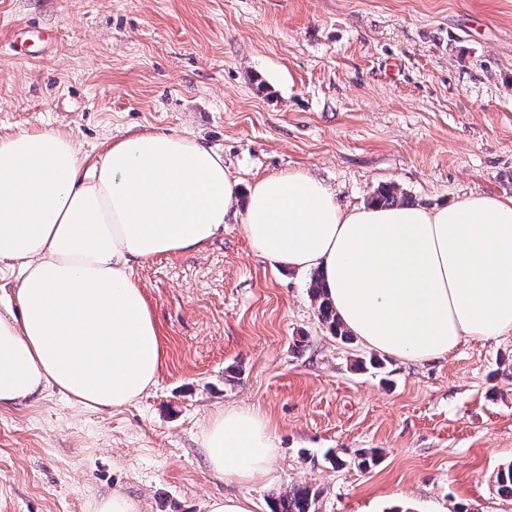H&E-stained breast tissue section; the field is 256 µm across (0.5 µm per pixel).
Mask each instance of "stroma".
Listing matches in <instances>:
<instances>
[{"label":"stroma","instance_id":"obj_1","mask_svg":"<svg viewBox=\"0 0 512 512\" xmlns=\"http://www.w3.org/2000/svg\"><path fill=\"white\" fill-rule=\"evenodd\" d=\"M50 34L23 48L13 29ZM184 133L243 183L301 168L345 209L379 185L431 209L512 198V0H0V135ZM163 341L155 385L112 412L46 390L0 410V512H270L295 485L318 512H512V335L413 363L320 323L310 273L249 249L240 220L200 252L133 273ZM266 416L267 476L227 483L202 435L219 407ZM375 450L368 469L355 463ZM97 512H142V505L124 494L115 492L100 501ZM209 508V512H255L251 500L237 496L224 495L223 499L213 500Z\"/></svg>","mask_w":512,"mask_h":512}]
</instances>
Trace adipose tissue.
<instances>
[{"label":"adipose tissue","instance_id":"ef3b65f1","mask_svg":"<svg viewBox=\"0 0 512 512\" xmlns=\"http://www.w3.org/2000/svg\"><path fill=\"white\" fill-rule=\"evenodd\" d=\"M232 216L256 255L318 272L370 349L420 363L512 335V198L346 210L303 170L242 185L187 135L127 132L84 156L72 133L36 129L0 137V260L19 265V311L0 313V409L50 388L97 411L138 400L163 351L135 265L203 250ZM203 448L213 473L248 483L276 440L258 412L228 407Z\"/></svg>","mask_w":512,"mask_h":512}]
</instances>
